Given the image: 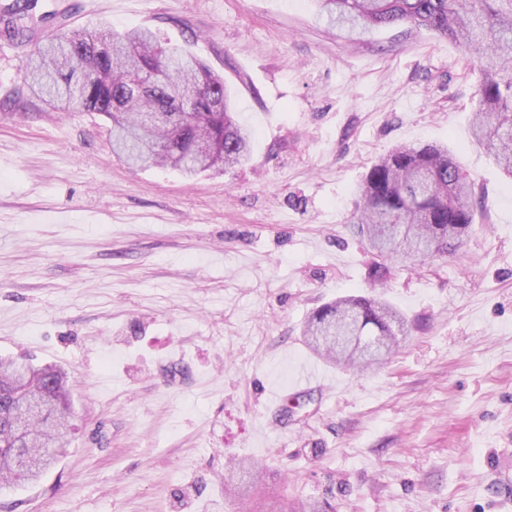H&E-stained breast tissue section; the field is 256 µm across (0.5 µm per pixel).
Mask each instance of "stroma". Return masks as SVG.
<instances>
[{
	"instance_id": "obj_1",
	"label": "stroma",
	"mask_w": 512,
	"mask_h": 512,
	"mask_svg": "<svg viewBox=\"0 0 512 512\" xmlns=\"http://www.w3.org/2000/svg\"><path fill=\"white\" fill-rule=\"evenodd\" d=\"M39 8L189 49L255 137L221 174L131 169L103 116L27 94L44 32L0 37V357L64 369L73 409L65 454L0 512H249L224 494L233 459L336 512H512V179L471 142L476 59L407 24L331 27L315 0ZM425 144L482 217L457 254L403 268L349 218L380 156ZM373 290L408 321L382 368L305 346L317 307Z\"/></svg>"
}]
</instances>
